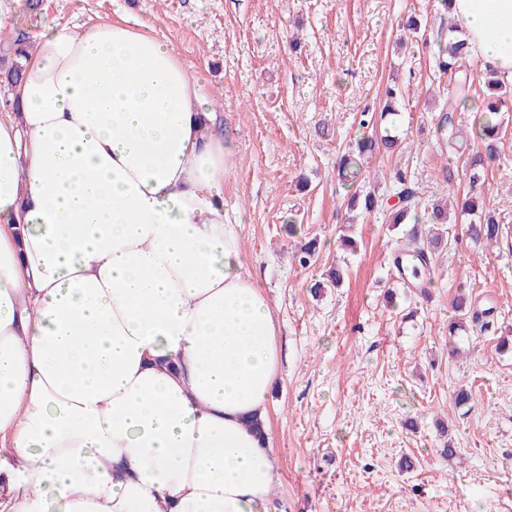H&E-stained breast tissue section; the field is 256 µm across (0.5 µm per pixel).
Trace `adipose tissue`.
Instances as JSON below:
<instances>
[{"label": "adipose tissue", "mask_w": 512, "mask_h": 512, "mask_svg": "<svg viewBox=\"0 0 512 512\" xmlns=\"http://www.w3.org/2000/svg\"><path fill=\"white\" fill-rule=\"evenodd\" d=\"M512 83V0H452ZM0 118V512H270L282 351L234 151L152 26L46 25Z\"/></svg>", "instance_id": "ef3b65f1"}]
</instances>
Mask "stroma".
I'll list each match as a JSON object with an SVG mask.
<instances>
[{"label": "stroma", "mask_w": 512, "mask_h": 512, "mask_svg": "<svg viewBox=\"0 0 512 512\" xmlns=\"http://www.w3.org/2000/svg\"><path fill=\"white\" fill-rule=\"evenodd\" d=\"M411 14L422 28L400 41ZM0 15L33 39L49 23L147 22L202 79L235 145L224 210L240 222L285 353L266 423L277 512H512V98L484 179H444L459 160L436 142L448 98L434 57L449 26L438 0H41L34 10L0 0ZM391 85L401 95L386 126L398 143L371 158L372 186L389 192L401 170L433 203L474 190L501 227L481 245L463 231L468 217L449 225L424 293L398 282L383 214L350 217L336 172ZM346 235L356 250L342 247ZM311 239L319 252L305 268L293 255ZM337 265L342 286L315 289ZM459 296L492 309L488 330L469 322L449 336Z\"/></svg>", "instance_id": "1"}]
</instances>
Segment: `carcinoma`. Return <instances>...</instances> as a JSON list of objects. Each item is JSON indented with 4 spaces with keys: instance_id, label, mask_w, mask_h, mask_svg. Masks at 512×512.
I'll return each mask as SVG.
<instances>
[{
    "instance_id": "carcinoma-1",
    "label": "carcinoma",
    "mask_w": 512,
    "mask_h": 512,
    "mask_svg": "<svg viewBox=\"0 0 512 512\" xmlns=\"http://www.w3.org/2000/svg\"><path fill=\"white\" fill-rule=\"evenodd\" d=\"M448 43L441 45L436 53L438 70L448 75V84L451 91L448 92L446 113L441 116L437 125L438 140L448 144L452 149L455 145L457 128L455 125L456 114L468 111V104L474 102L472 94V71L474 50L469 42L454 35V28H448ZM30 47L29 36L22 28H17L7 38H0V75L4 82H17L23 72V61L26 59L27 50ZM485 85L487 96L481 101L482 108L474 115L472 124L473 140L479 141L483 151L475 154L470 160L464 162L465 171L469 173L471 185H476L481 177V171L489 167L498 157V140L502 134V121L499 112L507 92L503 91L505 84L494 76L491 70L486 71ZM400 91L390 88L387 90V106L381 111L380 117L370 116L361 121V126L376 128L377 125L396 109L393 103L397 102ZM381 145L390 150L396 147L397 140L391 135H383L379 138L365 135L356 139L348 146L340 156L337 163V177L347 190L349 209L362 206V209L371 213L382 212L389 219V223L400 225L408 217L418 218L419 187L407 179L402 172L395 174L394 196L398 202L390 203V198L384 194L367 193L361 195V190L356 188V183L362 175L364 157L371 155L376 146ZM462 209L477 213V220L467 226V233L475 241L491 242L498 238L500 225L497 224L491 210L486 206L476 204V200L470 197L462 204ZM423 235V225L414 223L407 233L396 240L393 262L399 272L404 274L405 269L401 265V258L411 256L415 258L412 277L427 278L430 275L433 264L432 248H437L443 241V235L439 234L427 242L426 246L417 245L418 239Z\"/></svg>"
}]
</instances>
